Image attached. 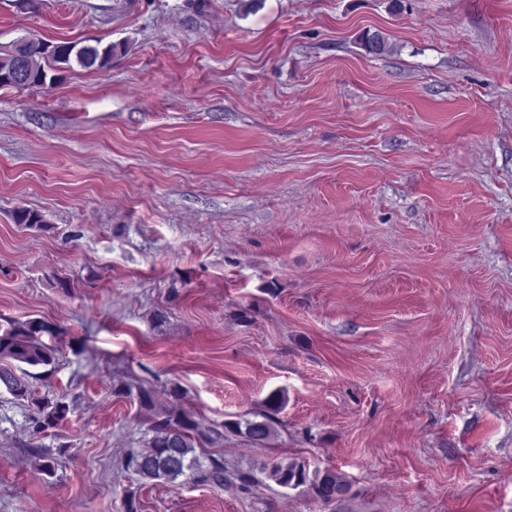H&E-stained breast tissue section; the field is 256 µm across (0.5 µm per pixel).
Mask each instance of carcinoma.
I'll use <instances>...</instances> for the list:
<instances>
[{"label":"carcinoma","instance_id":"obj_1","mask_svg":"<svg viewBox=\"0 0 512 512\" xmlns=\"http://www.w3.org/2000/svg\"><path fill=\"white\" fill-rule=\"evenodd\" d=\"M360 43L371 55H382L392 50L388 35L382 31L364 32ZM116 50L117 45L112 43L89 45L32 39L26 48V78L21 84L16 82L14 75L15 58L0 53V88L46 89L61 78L62 72L73 69L75 65L86 70L107 68ZM14 223L38 230L46 228L44 216L30 209L16 211ZM60 334L55 325L40 318L11 320L6 328H0V387H4L15 400L34 407L30 421L36 434L57 427L68 411L66 403L60 400L35 396L29 382L35 377L32 370L40 368L41 375L45 376L50 374L46 367L55 363L54 350L43 342L42 337ZM4 361L9 365H2ZM138 397L142 408L155 412V422L148 428L151 437L147 448L130 451L126 467L144 485L174 484L192 469L198 470L204 481L224 484V463L211 457L208 468H203L200 459L194 455L195 448L221 446L227 432L242 435L254 445L267 444L275 434V414L283 403L281 394L273 392L267 398V411L254 415L252 419L226 422L224 430L220 431L180 408L156 410L154 396L147 390L139 391ZM269 477L288 487L305 483L308 474L302 463H274L269 467ZM313 485L316 495L324 502H331L348 490L342 477L331 470L316 475Z\"/></svg>","mask_w":512,"mask_h":512}]
</instances>
